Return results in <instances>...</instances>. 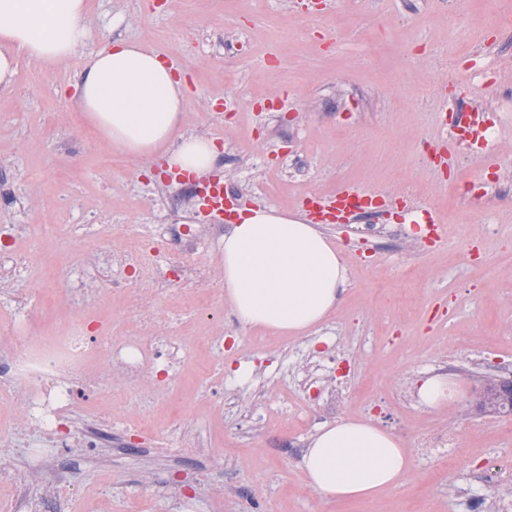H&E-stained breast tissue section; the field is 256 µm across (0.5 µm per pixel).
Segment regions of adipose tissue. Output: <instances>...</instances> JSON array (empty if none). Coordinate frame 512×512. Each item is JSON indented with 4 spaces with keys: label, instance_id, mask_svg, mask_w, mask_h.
I'll return each mask as SVG.
<instances>
[{
    "label": "adipose tissue",
    "instance_id": "obj_1",
    "mask_svg": "<svg viewBox=\"0 0 512 512\" xmlns=\"http://www.w3.org/2000/svg\"><path fill=\"white\" fill-rule=\"evenodd\" d=\"M90 36L86 0H0V91L14 82L18 57L46 70L65 64ZM77 107L113 150L166 157L190 175L211 170L212 139L178 137L185 93L158 53L123 39L87 56L75 79ZM224 297L240 323L284 336L316 328L348 282L337 246L305 219L247 208L224 236ZM411 466L402 441L378 425L346 418L322 426L303 456L309 484L326 501L378 496Z\"/></svg>",
    "mask_w": 512,
    "mask_h": 512
}]
</instances>
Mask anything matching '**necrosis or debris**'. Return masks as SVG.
I'll return each mask as SVG.
<instances>
[{
	"label": "necrosis or debris",
	"mask_w": 512,
	"mask_h": 512,
	"mask_svg": "<svg viewBox=\"0 0 512 512\" xmlns=\"http://www.w3.org/2000/svg\"><path fill=\"white\" fill-rule=\"evenodd\" d=\"M65 230L71 235L93 232L106 244L113 237L123 238V250L106 252L98 273L112 294L122 298L125 311L142 323L155 322L156 315L144 306L137 289L127 287L129 270L162 288L187 276L214 289L223 286L222 278L199 259L209 240L223 235V225H209L203 238L187 235L178 224L163 225L158 233L129 234L112 224H69ZM101 294L82 280L59 289L58 301L68 317L50 336L36 335L30 325L31 296L12 297L15 312L0 335V402L10 401L15 382L25 383L27 410L13 430L15 437L30 438L33 445L20 461L12 447L0 448V482L12 488L10 497L0 502V512H70L78 458L98 459L100 468L108 470L112 459L99 456L100 448L113 446L138 455L159 454L165 448L145 416L114 429L112 383L141 384L152 365L178 372L185 349L167 336L147 343L117 341L108 317L88 323ZM134 433L148 435V444L131 446L128 437Z\"/></svg>",
	"instance_id": "4bbe7bcc"
}]
</instances>
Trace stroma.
Returning <instances> with one entry per match:
<instances>
[{"instance_id":"1","label":"stroma","mask_w":512,"mask_h":512,"mask_svg":"<svg viewBox=\"0 0 512 512\" xmlns=\"http://www.w3.org/2000/svg\"><path fill=\"white\" fill-rule=\"evenodd\" d=\"M91 37L81 53L46 71L19 59L15 84L0 93V168L13 177L0 203V225L97 224L131 231L155 224L197 228L195 209L173 206L189 195L162 157L113 150L73 100L87 55L114 39L171 53L189 86L186 131L214 139L243 208L294 213L311 190L350 184L409 189L413 202L441 210L442 239L426 237L403 204L382 221L399 237H379L370 223L327 224L349 281L337 310L304 336L243 327L204 282L166 291L131 279L158 314L149 327L115 311L119 336L162 335L187 307L201 318L177 332L195 354L175 376L144 383L140 407L171 441L210 449L215 483L186 502L167 500L184 464L170 456H117L112 470L83 471L74 512H471L473 500L512 490V414L480 408L490 382L512 381V198L484 208L459 198L457 179L492 191L494 175L512 178V95L494 98L495 164L481 148L436 157L443 116L420 85L459 94L442 58L452 49L474 87L512 60V33L489 57H473L506 0H88ZM35 260L16 292H35L44 329L64 321L55 291L92 276V237L72 239L60 261L54 238L21 239ZM224 339V364L209 378L202 338ZM445 376L451 399L422 404L420 384ZM369 420L399 437L412 468L378 497L325 502L303 473L302 450L321 426L345 417ZM447 429L446 456L419 449L428 432ZM158 474V482L145 472ZM250 493L240 510L239 493Z\"/></svg>"}]
</instances>
